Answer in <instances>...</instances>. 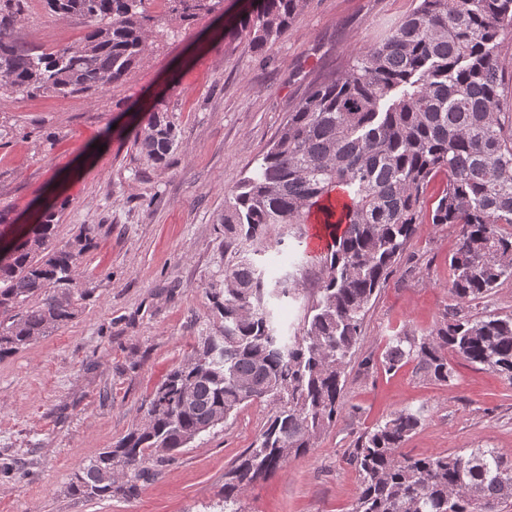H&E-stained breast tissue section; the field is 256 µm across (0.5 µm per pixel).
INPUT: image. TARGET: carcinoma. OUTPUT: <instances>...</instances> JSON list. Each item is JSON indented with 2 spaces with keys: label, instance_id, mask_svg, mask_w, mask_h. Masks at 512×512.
Masks as SVG:
<instances>
[{
  "label": "carcinoma",
  "instance_id": "carcinoma-1",
  "mask_svg": "<svg viewBox=\"0 0 512 512\" xmlns=\"http://www.w3.org/2000/svg\"><path fill=\"white\" fill-rule=\"evenodd\" d=\"M147 0H43L88 32L76 44L36 52L14 35L25 0H0V91H99L144 60ZM192 19L221 0H169ZM306 0H254L236 34L261 50L291 27ZM512 31V0H419L343 74L315 84L288 114L255 172L227 198L224 287L215 290L224 335L210 336L148 399L144 421L89 460L74 487L96 499L123 489L105 473L122 467L131 483L170 460L209 420L224 423L241 405L265 402L272 415L253 447L224 475V512L254 483L314 447L341 410L345 369L369 305L400 262L417 225L454 224L451 294L470 302L512 277V100L503 94L501 38ZM143 159L159 166L178 148V131L155 112L134 133ZM445 177L430 211L423 194ZM317 209L333 227L319 297L302 327L278 328L267 297L299 291L287 275L268 288L252 256L271 228L304 224ZM54 213L0 254V359L73 320L91 289L78 268L98 227L51 247ZM512 381V317L445 313L427 335L397 333L387 370L415 361L438 382L453 378L448 353ZM420 425L400 410L365 432L351 452L361 489L351 512H501L512 502V462L493 450L403 458Z\"/></svg>",
  "mask_w": 512,
  "mask_h": 512
}]
</instances>
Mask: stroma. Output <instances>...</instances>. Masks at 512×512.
<instances>
[{"label": "stroma", "instance_id": "1", "mask_svg": "<svg viewBox=\"0 0 512 512\" xmlns=\"http://www.w3.org/2000/svg\"><path fill=\"white\" fill-rule=\"evenodd\" d=\"M419 0H307L288 33L255 50L232 36L250 0H223L186 21L150 0L153 34L142 64L95 93L0 96V215L34 221L51 206L62 246L94 224L80 271L92 290L69 323L0 360V512H220L224 472L258 438L271 411L244 406L150 472L134 491L105 500L74 494V476L144 415L172 369L208 336L224 333L213 299L224 279L219 218L311 87L347 69L413 12ZM82 19L27 0L17 35L37 51L79 42ZM147 104L168 113L179 146L166 165L139 155L133 134ZM255 257L266 282L296 274L292 297L269 306L286 333L315 299L323 267L307 239L272 228ZM458 229L421 224L367 312L347 369L340 417L314 448L256 482L242 512H350L360 476L349 457L359 436L394 412L421 423L402 448L422 457L492 449L512 459V383L449 355L443 384L415 362L386 371L390 336L428 334L443 315H512V278L458 303L449 260Z\"/></svg>", "mask_w": 512, "mask_h": 512}]
</instances>
